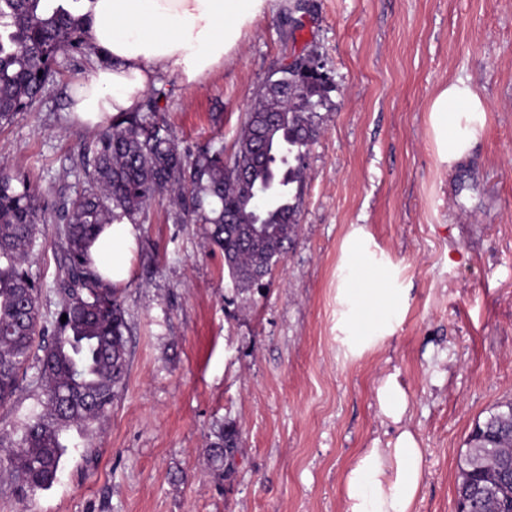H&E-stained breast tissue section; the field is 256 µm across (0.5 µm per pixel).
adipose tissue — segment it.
Masks as SVG:
<instances>
[{
	"instance_id": "obj_1",
	"label": "adipose tissue",
	"mask_w": 512,
	"mask_h": 512,
	"mask_svg": "<svg viewBox=\"0 0 512 512\" xmlns=\"http://www.w3.org/2000/svg\"><path fill=\"white\" fill-rule=\"evenodd\" d=\"M270 0H82L90 22L87 40L102 55L87 76L70 86L73 122L95 128L113 116L138 111L148 90L164 75L195 83L208 77L237 47ZM483 102L468 86L452 84L433 100L435 130L444 159L453 162L470 148L462 117L478 119ZM137 231L131 224L106 226L90 247L103 283L130 277ZM338 290L342 309L336 328L351 353L391 337L406 310L402 289L387 272L362 277L357 260L344 266ZM425 474V450L401 431L383 448L363 450L342 478L344 512H415Z\"/></svg>"
}]
</instances>
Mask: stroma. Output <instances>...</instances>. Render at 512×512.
I'll return each instance as SVG.
<instances>
[{"instance_id": "obj_1", "label": "stroma", "mask_w": 512, "mask_h": 512, "mask_svg": "<svg viewBox=\"0 0 512 512\" xmlns=\"http://www.w3.org/2000/svg\"><path fill=\"white\" fill-rule=\"evenodd\" d=\"M276 0L207 80L164 79L158 120L183 152L232 146L268 73L315 49L335 89L299 186L296 234L262 290L242 299L199 225L162 193L137 225L128 371L93 447L69 449L29 499L0 470V512H344L341 477L404 429L426 450L417 512H456L458 462L476 421L512 398V0ZM94 57L64 61L33 106L0 128V173L41 198L30 271L57 309L60 200L87 187L95 131L70 123L67 90ZM464 83L484 104L471 149L442 159L430 107ZM408 291L392 337L361 356L336 339L342 247L354 229ZM395 377L401 422L377 389ZM37 392L0 406V445L19 439ZM241 448L210 467L213 425Z\"/></svg>"}]
</instances>
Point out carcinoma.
Wrapping results in <instances>:
<instances>
[{"label": "carcinoma", "instance_id": "1", "mask_svg": "<svg viewBox=\"0 0 512 512\" xmlns=\"http://www.w3.org/2000/svg\"><path fill=\"white\" fill-rule=\"evenodd\" d=\"M79 2L0 0V128L58 74L60 55L93 54L85 40L89 19ZM285 80L293 96L276 104L268 121L258 119L265 111L260 94L230 154L222 144L196 154L180 151L170 129L155 120L159 90L140 111L117 116L101 130L83 157L89 188L58 205L65 264L50 320L40 311L41 289L28 267L38 231V193L18 175H0V406L31 368L40 389V409L26 418L13 450L0 459L23 493L56 481L66 449L77 447L75 438H84L107 415L127 375L125 311L89 255L104 225L140 224L156 195L174 192V204L206 225V237L223 252L241 295L251 293L256 275L286 252L298 224L291 185L301 182L300 160L317 131L314 117L326 107L332 87L307 68ZM240 170L246 175L239 176ZM259 185L271 196L258 223L253 197ZM226 216L236 223H224ZM214 437L207 459L221 470L239 451V432L227 423ZM466 445L459 471L467 480L459 481L457 501L471 500L470 512H512L511 470L490 496L479 491L502 464L512 465V401L477 422Z\"/></svg>", "mask_w": 512, "mask_h": 512}]
</instances>
